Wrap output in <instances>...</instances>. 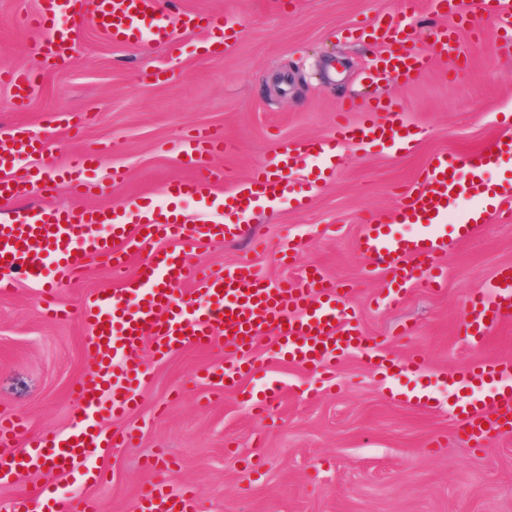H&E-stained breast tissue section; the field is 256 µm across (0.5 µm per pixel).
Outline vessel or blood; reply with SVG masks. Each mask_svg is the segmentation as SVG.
Returning <instances> with one entry per match:
<instances>
[{
  "label": "vessel or blood",
  "instance_id": "b4317fda",
  "mask_svg": "<svg viewBox=\"0 0 512 512\" xmlns=\"http://www.w3.org/2000/svg\"><path fill=\"white\" fill-rule=\"evenodd\" d=\"M87 8L95 26L118 41L172 46L196 28L192 14L160 13L158 0H38L34 12L24 19L35 34L34 50L49 58L67 57L74 45L76 22ZM452 9L460 22L490 12L504 30L512 29V0H456ZM370 36L387 47L375 65L376 77L385 80L412 81L429 57L458 53L454 38L440 28L424 49L395 21L377 24ZM6 82L21 107L38 86L36 75L25 70L8 72ZM409 126L406 115L390 103L380 114L362 111L353 123L340 118L328 138L286 144L275 158L260 162L245 180L236 182L224 181L210 165L212 157L224 151L223 133L200 129L179 145L184 166L196 171V178L171 182L165 192L172 199L214 192L220 210L211 223L202 225L187 224L174 210L147 208L136 199L87 210L49 205L46 199L52 194H78L87 187L86 176L99 160L98 149L73 155L57 166L52 177L39 170L17 177L14 168L42 152L44 143L31 136L14 138L9 153H0V198L37 197L41 203L0 217V294L10 293L21 278L42 285L40 301L46 316L63 320L70 312L58 305L54 288L73 281L90 262L107 260L119 286L96 292L79 311L88 327L84 345L92 350L95 370L75 385L78 414L71 430L32 439L25 418L1 410L0 466L29 469L44 459L51 461L52 472L72 476L85 468L101 445L112 448L136 440L131 431L102 439L99 419L106 413L122 417L138 406L146 370L136 353L147 340L162 356L223 341V363L205 370L206 379L216 380L222 390L238 387L263 335L273 336L279 359L335 376L342 357L365 348L368 341L349 303L350 289L337 285L315 266L298 279L270 282L244 262L204 269L196 254L215 242L233 239L239 223L260 203L295 198L289 174L299 159L320 158L330 171L337 149L344 144L402 150L409 141ZM495 146L489 154H434L413 194L406 196L390 223L363 225L359 251L369 271L387 274L386 305L400 306L407 286L415 283L441 287L440 259L449 239L464 241L491 221H512V180L490 184L482 179L487 169L512 167V135L497 140ZM396 224H413L419 231L397 236L392 231ZM133 249L145 257L139 273L131 275L126 257ZM509 312L511 268L504 269L488 288L476 291L462 332L474 343H482ZM488 378L501 385L494 395H465L449 406L474 441L512 425V359L477 361L463 375L448 377L452 388L462 379L471 383ZM142 500L143 512L195 509L188 490L174 489L163 480ZM10 512H71V507L60 498L48 503L22 496L12 502Z\"/></svg>",
  "mask_w": 512,
  "mask_h": 512
}]
</instances>
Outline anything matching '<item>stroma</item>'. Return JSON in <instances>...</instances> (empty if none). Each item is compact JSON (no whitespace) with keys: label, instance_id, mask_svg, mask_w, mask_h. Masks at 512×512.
<instances>
[{"label":"stroma","instance_id":"35a3bbf8","mask_svg":"<svg viewBox=\"0 0 512 512\" xmlns=\"http://www.w3.org/2000/svg\"><path fill=\"white\" fill-rule=\"evenodd\" d=\"M35 6L0 0V69L38 76L23 110L0 84V126L46 141L33 161L44 172L94 146L103 151L96 180L114 167L125 174L107 189L54 196L59 206L160 202L166 183L193 178L174 148L200 127L223 131L226 150L211 164L236 180L281 142L329 135L350 96L366 108L395 102L418 131L397 154L343 149L335 174L317 180L304 203L259 211L243 238L197 256L207 268L249 262L273 282L321 268L352 288L363 331L380 342L398 375L388 377L354 353L333 380L290 363L271 365V340L263 336L257 358L264 369L218 396L208 393L200 371L220 360L219 351L187 347L161 359L143 345L139 359L151 375L139 409L99 422L138 434L135 445L106 449L88 466L98 479L84 490L100 512H139L143 490L161 478L187 487L197 512H512V432L474 446L448 413L455 393L444 382L476 360L512 357V317L480 345L460 331L473 293L512 264V222H491L452 243L442 261L445 288L413 285L395 309L373 304L385 278L367 273L356 246L364 217L388 222L435 153L482 151L506 133L512 48L496 18L478 15L474 32H460L462 61L435 58L411 83L375 84L370 64L385 47L365 41L370 24L395 18L423 46L430 28L455 27L456 17L436 0H180L200 15L224 13L237 37L207 55L199 49L201 30L173 51L115 45L86 18L70 56L55 62L31 49L22 20ZM293 239L304 247L286 267L281 250ZM112 286L110 268L95 262L57 295L76 312ZM39 293L22 280L0 294V409L25 416L32 433H62L75 420L71 387L94 363L81 319L47 318ZM415 355L426 371H404ZM273 386L279 393L271 410L254 416L253 400ZM47 486L70 494L68 480L49 470L16 472L0 483V512Z\"/></svg>","mask_w":512,"mask_h":512}]
</instances>
